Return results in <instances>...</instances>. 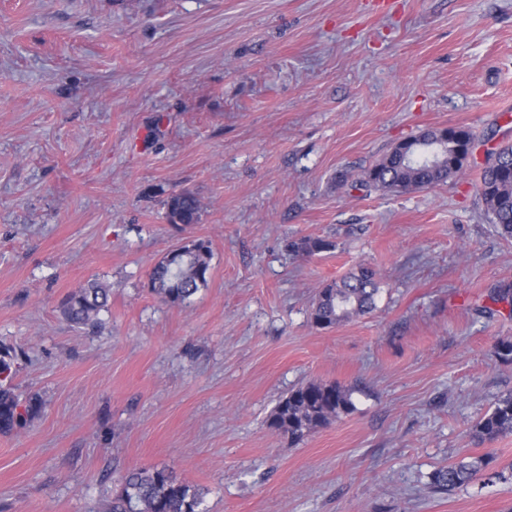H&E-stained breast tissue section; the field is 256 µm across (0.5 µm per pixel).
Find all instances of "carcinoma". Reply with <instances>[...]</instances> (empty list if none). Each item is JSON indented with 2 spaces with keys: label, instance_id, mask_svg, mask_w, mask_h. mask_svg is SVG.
Instances as JSON below:
<instances>
[{
  "label": "carcinoma",
  "instance_id": "1",
  "mask_svg": "<svg viewBox=\"0 0 512 512\" xmlns=\"http://www.w3.org/2000/svg\"><path fill=\"white\" fill-rule=\"evenodd\" d=\"M411 155L401 158L393 150L367 169L359 186L367 190L411 191L444 183L456 176L448 169V159L456 155L459 141L448 136L446 128H432L407 140ZM480 196L485 214L497 233L512 239V145L489 154L480 173ZM168 223L195 224L199 219L198 199L182 193L167 201ZM334 248L322 238H303L287 243L294 256H310ZM211 250L206 240L192 246L176 247L170 259L154 266L151 290L163 301L180 305L207 283ZM379 292L377 272L367 266L325 284L311 307L312 323L333 327L365 315L375 307ZM109 290L98 285L78 288L69 293L62 314L76 328L97 325L100 312L107 307ZM12 366L10 355H0V432H8L25 418H31L40 405L29 404L18 412V399L8 382ZM353 389L339 384L308 383L283 396L270 419L269 427L299 443L313 430L329 425L353 409ZM512 433V392L498 397L490 410L475 424L472 438L479 443ZM492 463V458L460 460L435 470L429 487L435 493H448L463 486ZM202 494L196 487L180 481L166 468L129 470L119 479V491L105 506V512H200Z\"/></svg>",
  "mask_w": 512,
  "mask_h": 512
}]
</instances>
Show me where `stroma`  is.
I'll return each mask as SVG.
<instances>
[{
  "instance_id": "stroma-1",
  "label": "stroma",
  "mask_w": 512,
  "mask_h": 512,
  "mask_svg": "<svg viewBox=\"0 0 512 512\" xmlns=\"http://www.w3.org/2000/svg\"><path fill=\"white\" fill-rule=\"evenodd\" d=\"M509 110L512 0H0V353L42 402L0 433V512H103L153 467L201 512H512V434L471 437L512 390V239L477 167ZM436 127L475 136L457 177L350 189ZM184 192L198 222L167 223ZM307 237L334 247L286 251ZM197 239L207 286L162 301L152 268ZM362 265L375 310L315 326L317 291ZM92 281L89 333L60 306ZM308 383L354 408L292 444L267 421ZM491 462V457H482L468 462L460 460L450 463L448 467L437 469L431 474L429 487L435 493H448L475 479Z\"/></svg>"
}]
</instances>
